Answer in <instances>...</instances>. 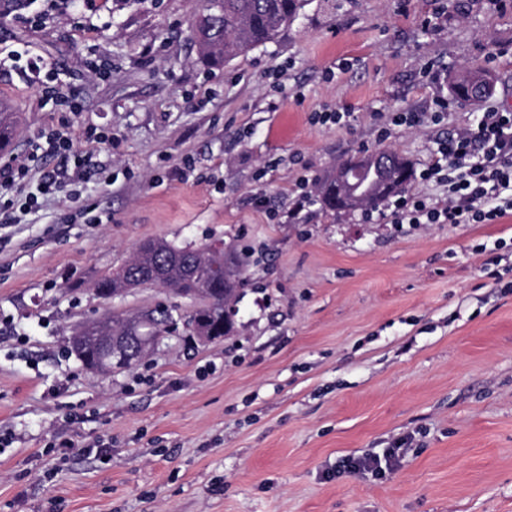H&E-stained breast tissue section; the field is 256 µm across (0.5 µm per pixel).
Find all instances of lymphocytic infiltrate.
<instances>
[{
  "label": "lymphocytic infiltrate",
  "mask_w": 512,
  "mask_h": 512,
  "mask_svg": "<svg viewBox=\"0 0 512 512\" xmlns=\"http://www.w3.org/2000/svg\"><path fill=\"white\" fill-rule=\"evenodd\" d=\"M61 129L42 133L35 148L62 160L43 172L38 195H51L80 175L87 160L73 153ZM426 181L447 185L443 199L403 193L390 201L396 224H494L512 211V109L492 104L473 124L439 140L435 157L422 171Z\"/></svg>",
  "instance_id": "obj_1"
}]
</instances>
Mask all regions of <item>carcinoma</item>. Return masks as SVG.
<instances>
[{
    "instance_id": "obj_1",
    "label": "carcinoma",
    "mask_w": 512,
    "mask_h": 512,
    "mask_svg": "<svg viewBox=\"0 0 512 512\" xmlns=\"http://www.w3.org/2000/svg\"><path fill=\"white\" fill-rule=\"evenodd\" d=\"M307 0H202V11L196 16L191 38L199 56L211 65H220L256 45L274 40L279 32L293 24ZM15 128L13 113L0 112V144L11 145ZM373 155H363L359 166L360 178L367 181L369 189L362 198L354 199L343 186L336 184V173H331L318 184V195L324 207L340 210V205L353 209L376 208L396 193L405 190L410 180L402 178L400 169H368ZM244 258L234 250L215 251L206 245L194 254L182 253V248L168 241L158 240L151 250L137 252L127 262V267L143 274L152 275L158 284L171 290L199 288L201 295L188 323L203 322L210 335L218 339L228 336L233 326H224V306L233 305L239 298L244 283ZM97 295L112 297V293L124 287L119 277L108 272L98 276L93 283ZM152 335L141 337L138 356H143L146 346L157 339V333L173 320L169 309H154L142 315ZM71 351L83 366L92 364L107 371L99 352L77 346L71 340Z\"/></svg>"
}]
</instances>
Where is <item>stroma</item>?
<instances>
[{
	"label": "stroma",
	"mask_w": 512,
	"mask_h": 512,
	"mask_svg": "<svg viewBox=\"0 0 512 512\" xmlns=\"http://www.w3.org/2000/svg\"><path fill=\"white\" fill-rule=\"evenodd\" d=\"M48 5L0 19L9 152L65 125L92 163L0 214V512H512V214L395 224L383 205L367 222L314 200L282 221L300 176L383 148L426 168L480 104L377 131L432 111L461 67L512 108V0H466L428 33L436 0H307L219 66L189 37L198 0ZM331 111L348 126L317 121ZM148 239L250 252L235 330L203 342L180 323L132 367L86 369L69 351L79 326L194 308L91 288ZM404 437L397 471L337 472ZM448 108V98L437 96L434 99L433 112H424L422 114L414 112L398 113L391 118V123L396 126H415L424 123L440 124L447 118Z\"/></svg>",
	"instance_id": "obj_1"
}]
</instances>
